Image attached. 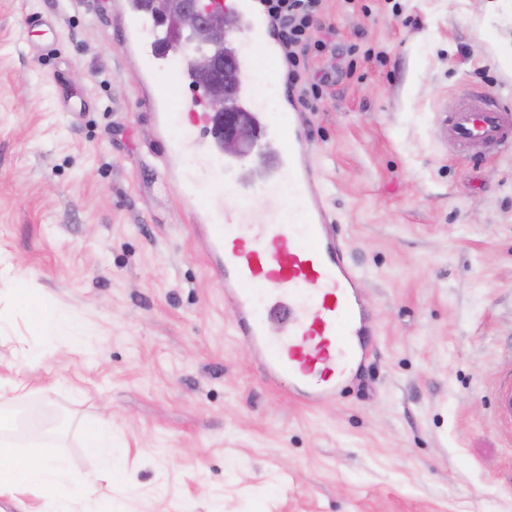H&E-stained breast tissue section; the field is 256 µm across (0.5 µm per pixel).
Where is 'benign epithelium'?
Masks as SVG:
<instances>
[{
  "label": "benign epithelium",
  "instance_id": "benign-epithelium-1",
  "mask_svg": "<svg viewBox=\"0 0 512 512\" xmlns=\"http://www.w3.org/2000/svg\"><path fill=\"white\" fill-rule=\"evenodd\" d=\"M169 16L175 30L191 34L190 64L195 75L209 85L215 135L225 151L246 154L255 134L240 113L228 109L227 98L240 81V71L223 54L224 35L236 19L224 13V4L210 9L202 6L200 0H178V9L169 12Z\"/></svg>",
  "mask_w": 512,
  "mask_h": 512
}]
</instances>
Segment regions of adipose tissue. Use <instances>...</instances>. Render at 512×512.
Returning <instances> with one entry per match:
<instances>
[{
	"label": "adipose tissue",
	"instance_id": "1",
	"mask_svg": "<svg viewBox=\"0 0 512 512\" xmlns=\"http://www.w3.org/2000/svg\"><path fill=\"white\" fill-rule=\"evenodd\" d=\"M17 303L26 311L32 329L43 338H74L76 324L71 316L48 311L24 288L17 295ZM16 428L14 418L0 412V493L14 494L30 489L55 492L66 483L81 489V482L72 478L66 460L21 455L11 437Z\"/></svg>",
	"mask_w": 512,
	"mask_h": 512
}]
</instances>
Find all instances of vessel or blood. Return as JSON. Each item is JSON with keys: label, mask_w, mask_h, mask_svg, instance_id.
Wrapping results in <instances>:
<instances>
[{"label": "vessel or blood", "mask_w": 512, "mask_h": 512, "mask_svg": "<svg viewBox=\"0 0 512 512\" xmlns=\"http://www.w3.org/2000/svg\"><path fill=\"white\" fill-rule=\"evenodd\" d=\"M122 46L127 53L150 49L155 58L184 52L170 44L160 15L146 0H126ZM243 30L262 36L230 47L241 71L264 63L268 85L282 87L283 54L257 0H246ZM255 86L239 85L231 108L248 113L263 135L255 150L271 168L263 196L238 187V159L215 143L186 136L168 140L170 109H194L158 88L145 103L158 130L170 180L182 186V201L197 229L210 242L209 256L223 278L224 300L234 313L236 337L258 358L268 379L316 407L335 397L348 366L374 350L377 331L365 321L362 277L333 231L334 220L310 163L309 135L301 113L264 111ZM440 133L459 146H512V114L502 106L467 97L438 121ZM248 201L249 214L227 204L225 192ZM281 316L285 326L269 334L267 322Z\"/></svg>", "instance_id": "1"}]
</instances>
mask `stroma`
I'll return each mask as SVG.
<instances>
[{"label":"stroma","mask_w":512,"mask_h":512,"mask_svg":"<svg viewBox=\"0 0 512 512\" xmlns=\"http://www.w3.org/2000/svg\"><path fill=\"white\" fill-rule=\"evenodd\" d=\"M322 22L329 84L303 118L380 335L311 408L234 334L121 0H0V408L80 478L86 431L111 423L112 482L75 512H512V151L436 134L469 95L512 113V0H325ZM22 286L85 342L45 343ZM22 339L47 351L23 370Z\"/></svg>","instance_id":"obj_1"}]
</instances>
